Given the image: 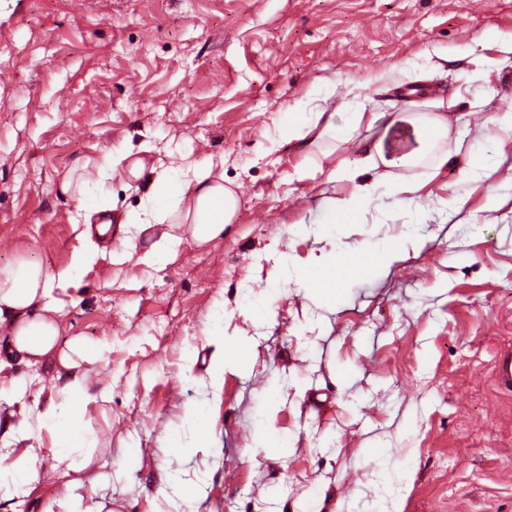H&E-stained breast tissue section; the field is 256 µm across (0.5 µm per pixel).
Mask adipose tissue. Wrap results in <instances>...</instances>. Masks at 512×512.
Segmentation results:
<instances>
[{
	"label": "adipose tissue",
	"mask_w": 512,
	"mask_h": 512,
	"mask_svg": "<svg viewBox=\"0 0 512 512\" xmlns=\"http://www.w3.org/2000/svg\"><path fill=\"white\" fill-rule=\"evenodd\" d=\"M376 112H354L353 126H366L371 131L357 144L364 170L379 167L416 165L431 153L438 142L449 136L448 117L437 112L426 115L400 113L387 124H380ZM338 126L329 102L316 105L310 116L287 113L282 125L285 141L296 145H319L335 138ZM386 185L396 195H411L418 184L380 176L375 180L356 182L351 194L331 200L326 207L328 227L353 223L362 217L379 185ZM239 206L234 191L226 188L223 178L214 177L211 169L193 165L182 169L178 179L159 173L150 183L139 210L127 212L120 227L122 247L135 248L141 235L152 225H170V233L162 235L149 248L140 251L138 263L152 268L173 260L184 244L203 246L224 233L233 223ZM353 254L328 255L312 267L301 270L302 279L328 302L336 298V276L345 272ZM70 269L47 271L42 265L21 262L0 268V371L12 362L35 365L56 359L55 396L50 399L38 420L55 428L57 446L54 468L65 480L66 488L78 485V476L91 464L94 437L84 421L90 401L88 368L103 360L104 351L92 348L81 338L63 334L53 297L55 284L67 281Z\"/></svg>",
	"instance_id": "adipose-tissue-1"
}]
</instances>
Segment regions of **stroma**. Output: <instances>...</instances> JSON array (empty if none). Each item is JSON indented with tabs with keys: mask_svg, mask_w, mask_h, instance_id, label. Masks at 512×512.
<instances>
[{
	"mask_svg": "<svg viewBox=\"0 0 512 512\" xmlns=\"http://www.w3.org/2000/svg\"><path fill=\"white\" fill-rule=\"evenodd\" d=\"M511 35L512 0H0V268L72 267L53 292L62 326L104 347L90 377L112 391L87 405L94 462L67 500L35 424L51 364L0 372V423L35 424L0 459V512H512V392L495 373L512 346V140L492 120L512 110ZM324 95L342 137L306 157L282 119ZM438 106L459 152L436 175L431 158L395 168L421 191L378 189L365 223L328 229L325 201L352 185L311 165L357 166L350 113ZM116 150L143 175L85 182ZM218 161L240 198L222 237L158 270L101 240L73 266L80 207L120 216L154 171ZM409 229L419 249L344 273L335 302L298 276ZM219 334L246 368L216 385ZM32 446L42 472L21 486Z\"/></svg>",
	"mask_w": 512,
	"mask_h": 512,
	"instance_id": "obj_1",
	"label": "stroma"
}]
</instances>
